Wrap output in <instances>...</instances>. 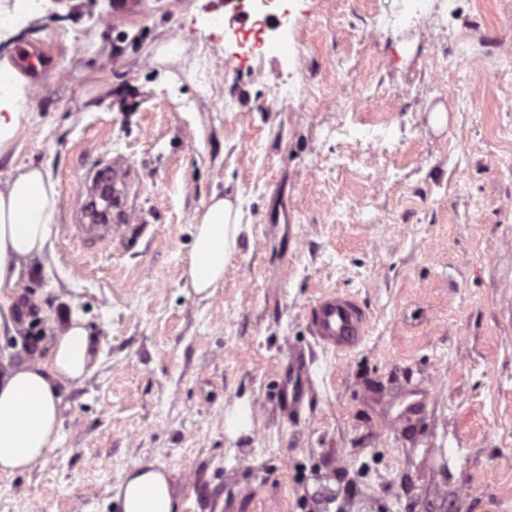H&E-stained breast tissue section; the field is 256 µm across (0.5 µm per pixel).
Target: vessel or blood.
<instances>
[{
	"label": "vessel or blood",
	"mask_w": 512,
	"mask_h": 512,
	"mask_svg": "<svg viewBox=\"0 0 512 512\" xmlns=\"http://www.w3.org/2000/svg\"><path fill=\"white\" fill-rule=\"evenodd\" d=\"M134 173L123 161L113 160L111 166L90 171L86 185L83 224L76 231L81 237L106 241L113 227L129 221L127 201ZM367 317L351 298L329 294L312 308L311 329L325 346L348 350L363 338ZM309 370L302 360H292L278 387V403L288 415H298L306 394L305 381Z\"/></svg>",
	"instance_id": "1"
}]
</instances>
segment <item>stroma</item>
Returning <instances> with one entry per match:
<instances>
[{
    "mask_svg": "<svg viewBox=\"0 0 512 512\" xmlns=\"http://www.w3.org/2000/svg\"><path fill=\"white\" fill-rule=\"evenodd\" d=\"M291 2L268 18L287 62L237 56L215 0H42L0 43L49 72L0 182L38 167L56 190L42 256L0 296V353L28 356L23 306L42 351L74 312L99 344L61 389L56 448L0 475V512H119L110 488L140 460L172 472L181 512H512V0H441L443 32L375 25L393 0ZM465 41L489 58L459 59ZM381 125L383 144L343 133ZM116 155L135 225L80 238L86 173ZM215 195L243 222L202 301L183 272ZM331 292L367 316L347 352L310 332ZM295 351L311 380L288 418ZM309 370L302 360L295 358L288 364V373L282 377L278 387V403L288 415L299 414L306 394L305 380Z\"/></svg>",
    "mask_w": 512,
    "mask_h": 512,
    "instance_id": "obj_1",
    "label": "stroma"
}]
</instances>
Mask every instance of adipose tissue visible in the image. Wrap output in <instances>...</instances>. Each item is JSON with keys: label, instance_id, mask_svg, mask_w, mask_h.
<instances>
[{"label": "adipose tissue", "instance_id": "1", "mask_svg": "<svg viewBox=\"0 0 512 512\" xmlns=\"http://www.w3.org/2000/svg\"><path fill=\"white\" fill-rule=\"evenodd\" d=\"M0 86V159L13 148L27 112L25 82L11 65ZM56 191L41 169L19 167L0 187V292L13 290L23 261L42 254L56 206ZM241 230L239 211L226 198H212L199 216L185 285L210 294L224 277ZM97 345L84 320L71 314L57 331L46 359L21 364L0 358V473L30 470L56 446L62 426L61 388L83 381L97 362ZM123 512H178L168 472L137 463L115 487Z\"/></svg>", "mask_w": 512, "mask_h": 512}]
</instances>
